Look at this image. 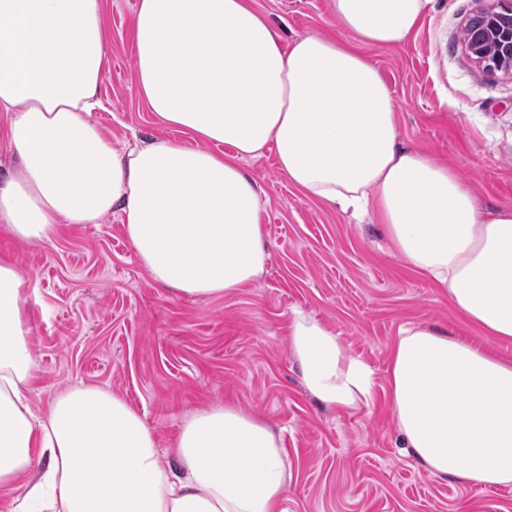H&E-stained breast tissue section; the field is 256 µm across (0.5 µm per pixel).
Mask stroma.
Listing matches in <instances>:
<instances>
[{
    "label": "stroma",
    "mask_w": 512,
    "mask_h": 512,
    "mask_svg": "<svg viewBox=\"0 0 512 512\" xmlns=\"http://www.w3.org/2000/svg\"><path fill=\"white\" fill-rule=\"evenodd\" d=\"M138 0H103L108 33L101 108L91 119L113 148L182 134L151 112L135 70ZM283 40L342 38L328 0H252ZM474 0H433L403 45L364 47L398 104L410 146L448 162L489 207L512 206V75L486 74L464 48ZM261 188L270 254L250 286L190 298L159 285L139 263L121 215L66 224L24 244L0 224V258L36 281L29 393L45 413L76 384L108 389L156 432L178 437L186 414L231 401L283 431L292 468L286 512H512V485L482 487L430 474L402 446L389 394V353L417 323L469 336L447 295L405 268L374 218L356 222L305 196L274 148L243 162ZM335 330L374 372L372 404L355 414L305 389L289 346L293 310Z\"/></svg>",
    "instance_id": "35a3bbf8"
}]
</instances>
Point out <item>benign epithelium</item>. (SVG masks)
Returning a JSON list of instances; mask_svg holds the SVG:
<instances>
[{
  "instance_id": "7a95c632",
  "label": "benign epithelium",
  "mask_w": 512,
  "mask_h": 512,
  "mask_svg": "<svg viewBox=\"0 0 512 512\" xmlns=\"http://www.w3.org/2000/svg\"><path fill=\"white\" fill-rule=\"evenodd\" d=\"M474 15L483 24L465 40L469 53L491 71H512V0H475Z\"/></svg>"
}]
</instances>
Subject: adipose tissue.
<instances>
[{
	"instance_id": "adipose-tissue-1",
	"label": "adipose tissue",
	"mask_w": 512,
	"mask_h": 512,
	"mask_svg": "<svg viewBox=\"0 0 512 512\" xmlns=\"http://www.w3.org/2000/svg\"><path fill=\"white\" fill-rule=\"evenodd\" d=\"M431 2L329 0L345 39L286 44L251 0H139V92L190 141L117 150L89 119L105 75L102 0H0V137L18 159L0 173V224L46 242L116 209L158 284L221 297L250 286L269 258L261 190L240 163L271 146L303 194L375 214L406 267L479 334L512 341V206L486 207L448 163L399 144L393 94L358 50L406 43ZM36 297L0 262V487L25 488L13 512H281L292 478L282 437L235 403L187 414L169 448L97 386L68 387L36 415L26 395ZM289 336L311 395L370 406L373 371L333 329L299 312ZM389 381L404 445L430 473L512 484V360L408 324Z\"/></svg>"
}]
</instances>
